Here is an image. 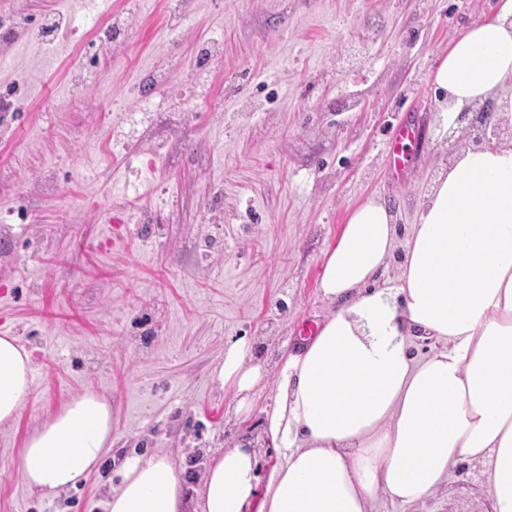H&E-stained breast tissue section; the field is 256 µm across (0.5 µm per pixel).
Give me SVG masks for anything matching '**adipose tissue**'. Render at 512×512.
Here are the masks:
<instances>
[{
  "mask_svg": "<svg viewBox=\"0 0 512 512\" xmlns=\"http://www.w3.org/2000/svg\"><path fill=\"white\" fill-rule=\"evenodd\" d=\"M441 125L493 101L512 124V0L467 27L431 73ZM381 199L352 207L321 259L332 310L286 359L267 414L284 460L261 477L253 448L224 449L208 466L200 512H369L379 498L415 504L454 467L490 468L492 512H512V144L453 153L423 198L394 287L378 276L396 247ZM442 340L421 360L412 331ZM219 381L247 405L264 378L246 341L224 352ZM31 362L0 336V426H14L32 393ZM112 448V406L74 396L26 436L19 470L29 492L53 497L93 472ZM106 512H184L182 472L167 456L122 467Z\"/></svg>",
  "mask_w": 512,
  "mask_h": 512,
  "instance_id": "ef3b65f1",
  "label": "adipose tissue"
}]
</instances>
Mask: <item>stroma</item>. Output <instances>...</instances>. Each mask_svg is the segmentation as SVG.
I'll return each mask as SVG.
<instances>
[{"instance_id": "stroma-1", "label": "stroma", "mask_w": 512, "mask_h": 512, "mask_svg": "<svg viewBox=\"0 0 512 512\" xmlns=\"http://www.w3.org/2000/svg\"><path fill=\"white\" fill-rule=\"evenodd\" d=\"M497 0H0V336L29 352L33 391L0 430V512H106L132 455L170 454L188 512L215 451L282 456L266 413L349 208L380 197L398 245L441 163L474 144L481 107L437 121V56ZM422 142L402 177L391 126ZM247 340L265 379L238 409L216 370ZM85 392L112 402V448L67 493H30L31 429ZM473 461L434 495L374 512H487Z\"/></svg>"}]
</instances>
